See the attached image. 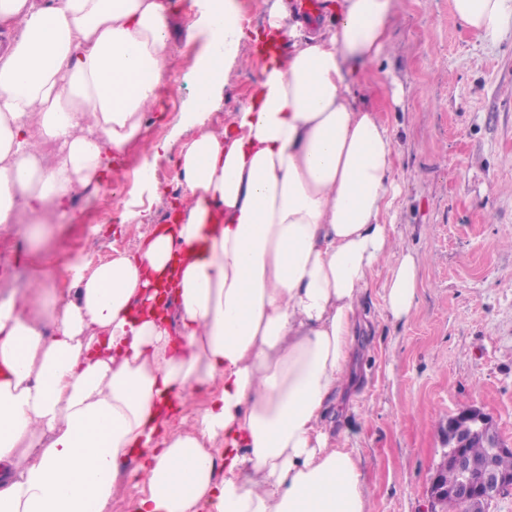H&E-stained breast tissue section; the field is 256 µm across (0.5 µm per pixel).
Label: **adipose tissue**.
Wrapping results in <instances>:
<instances>
[{"label":"adipose tissue","instance_id":"adipose-tissue-1","mask_svg":"<svg viewBox=\"0 0 512 512\" xmlns=\"http://www.w3.org/2000/svg\"><path fill=\"white\" fill-rule=\"evenodd\" d=\"M200 2L197 132L179 159L189 204L135 252L76 266L71 299L44 278L23 302L0 299V512H107L132 479L135 512H370L327 415L353 381L377 267H392L391 320L416 299V258L386 221L393 139L353 93L395 0H334L333 24L307 35L279 0L269 40L288 49L265 56L229 134L205 121L245 33L232 0ZM452 7L486 41L512 30V0ZM167 13L165 0H0L13 35L0 228L110 181L157 104Z\"/></svg>","mask_w":512,"mask_h":512}]
</instances>
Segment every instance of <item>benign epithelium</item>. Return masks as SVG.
<instances>
[{
  "label": "benign epithelium",
  "instance_id": "benign-epithelium-1",
  "mask_svg": "<svg viewBox=\"0 0 512 512\" xmlns=\"http://www.w3.org/2000/svg\"><path fill=\"white\" fill-rule=\"evenodd\" d=\"M443 440L446 451L442 461L455 469L458 480L450 487L442 481L439 470H434L428 488L433 505H446L452 500L475 512L505 490L512 489V471L497 466L498 456L512 454V444L505 443L493 418L481 408L469 407L448 417ZM476 441L489 448L483 459H475L467 452Z\"/></svg>",
  "mask_w": 512,
  "mask_h": 512
}]
</instances>
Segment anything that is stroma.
Returning <instances> with one entry per match:
<instances>
[{
  "label": "stroma",
  "mask_w": 512,
  "mask_h": 512,
  "mask_svg": "<svg viewBox=\"0 0 512 512\" xmlns=\"http://www.w3.org/2000/svg\"><path fill=\"white\" fill-rule=\"evenodd\" d=\"M193 0H174L165 86L145 114L139 141L113 154L102 195L71 203L35 244L25 226L0 229V298L23 300L31 277L85 259L136 250L183 195L180 152L194 130V72L206 46ZM252 39L227 64L207 124L230 127L258 81ZM392 134L401 196L392 222L418 260L417 298L407 320L384 318L376 271L363 304L375 320L361 337L355 400L333 407L336 436L357 456L372 512H431L427 489L444 451L442 426L476 406L512 442V32L484 41L453 13L452 0H398L390 46L354 87ZM165 144L153 183L139 170L145 146ZM116 197L105 207L104 196Z\"/></svg>",
  "instance_id": "stroma-1"
}]
</instances>
